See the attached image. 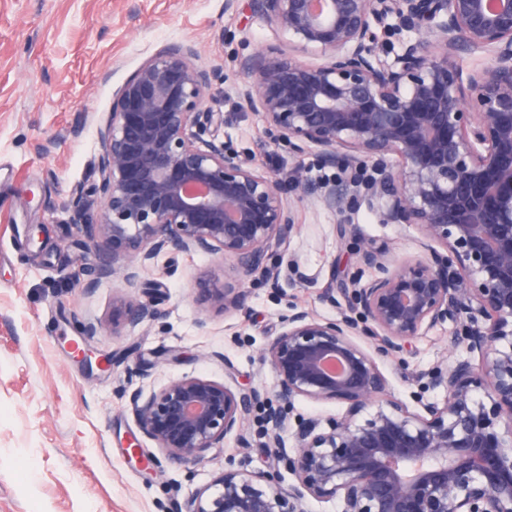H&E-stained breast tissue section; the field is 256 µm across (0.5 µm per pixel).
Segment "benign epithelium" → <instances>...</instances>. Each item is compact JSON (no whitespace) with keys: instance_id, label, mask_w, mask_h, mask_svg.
<instances>
[{"instance_id":"7a95c632","label":"benign epithelium","mask_w":512,"mask_h":512,"mask_svg":"<svg viewBox=\"0 0 512 512\" xmlns=\"http://www.w3.org/2000/svg\"><path fill=\"white\" fill-rule=\"evenodd\" d=\"M288 44L316 50L307 63L277 46L241 59L252 79L247 106L276 141L315 149L337 176L295 174L281 186L248 153L202 133L224 122L207 105L210 73L191 43L166 45L116 91L100 129L102 153L91 198L78 194L74 224L82 291L118 278L142 298L116 295L112 329L163 317L162 285L143 280L161 254L233 257L243 278L277 286L301 278L269 249L296 231L283 195L293 192L340 217L355 233L360 205L382 224H414L443 250L409 260L363 243L352 277L322 300L332 318L291 306L263 352L272 391L233 389L204 377L133 390L128 406L142 434L168 460L197 465L244 433L263 411L271 471L229 468L182 512H307L311 500L340 512H512V0H252ZM410 33L419 37L412 39ZM398 45L393 56L378 48ZM462 50L492 64L463 72ZM394 154L399 167L383 164ZM370 160L374 172L363 179ZM112 256L96 252L99 239ZM202 300L240 309L245 292L209 278ZM455 326L449 348L479 359L442 360L417 376L418 409L382 399L376 358L405 362L424 329ZM441 389L440 400L424 394ZM338 401L332 416L296 415V401ZM291 476L286 481L285 476Z\"/></svg>"}]
</instances>
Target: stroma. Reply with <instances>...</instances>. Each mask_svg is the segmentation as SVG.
<instances>
[{
  "label": "stroma",
  "mask_w": 512,
  "mask_h": 512,
  "mask_svg": "<svg viewBox=\"0 0 512 512\" xmlns=\"http://www.w3.org/2000/svg\"><path fill=\"white\" fill-rule=\"evenodd\" d=\"M0 0V512H177L228 462L250 471L275 466L260 445L227 437L204 462L171 463L143 437L125 395L183 376L229 386L271 389L261 361L280 313L289 305L321 317L337 310L320 299L342 279L373 272L358 262L357 243L414 258L424 239L411 224H382L367 207L352 213L357 240L341 241L335 213L287 194L298 232L273 245L297 260L304 284L282 288L240 277L233 258L201 253L160 256L152 278L167 298L159 321L79 336L72 313L108 322L122 283L107 279L87 295L73 245L74 190L98 179L99 130L116 89L157 49L193 42L198 67L211 71L212 106L224 113L219 138L248 151L278 180L302 171L333 177L316 151L274 144L261 113L245 108L242 58L288 42L253 13L250 0ZM210 275L246 288L243 310L202 305L199 279ZM452 324L422 332L408 369L380 360L387 393L412 404L410 373L429 370L448 354ZM114 358L108 371L88 369L80 351ZM149 449L150 468L131 461L132 444Z\"/></svg>",
  "instance_id": "35a3bbf8"
}]
</instances>
